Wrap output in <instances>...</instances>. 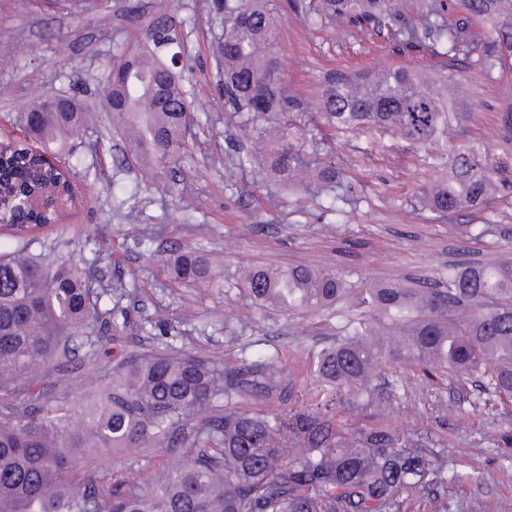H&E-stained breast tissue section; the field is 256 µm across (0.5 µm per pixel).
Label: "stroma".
Segmentation results:
<instances>
[{
    "instance_id": "stroma-1",
    "label": "stroma",
    "mask_w": 512,
    "mask_h": 512,
    "mask_svg": "<svg viewBox=\"0 0 512 512\" xmlns=\"http://www.w3.org/2000/svg\"><path fill=\"white\" fill-rule=\"evenodd\" d=\"M97 8L51 4L19 9L16 0H0V131L22 138L16 121L23 105L38 94L77 96L93 114L83 143L69 160L75 178L88 192L85 204L58 223L45 224L25 239L7 235L0 225V247L27 245L29 251L52 252L61 261L93 268L98 282L122 280L129 291L123 308L134 327L111 357H85L78 375L107 379L112 356L138 352L150 344L151 321L177 328L176 344L198 352L224 349L237 318L253 321L240 340L251 360L280 357L283 383L266 397L251 398L249 410L298 402L310 387L308 356L336 337V319L324 315H283L260 310L235 287L239 264H302L329 268L364 288L371 284L418 286L434 280L452 264H475L497 250H512V220L460 251L448 226L413 215L410 200L437 171L431 160L413 152L394 136L373 130L348 132L327 144L337 163L348 169L362 201L340 214L329 200L314 201L277 190L272 180L228 163L247 142L248 130L231 122L219 88L214 54L222 33L221 15L212 0H141L144 21L166 10L182 51L181 84L196 105L191 146L177 172L173 191L149 187L134 170L115 162L117 138L102 109L101 89L110 62L132 41L136 28L125 17L127 0H100ZM282 79L293 91L313 95L322 72L340 64L374 68L390 61L370 42L355 43L341 31L312 37L294 15L282 19ZM465 76L474 94L466 123L471 138L487 144L500 168L497 209L512 205V153L497 146L500 115L512 107V81L491 80L478 69ZM192 201L186 219L176 217L179 197ZM137 224L148 242L122 234ZM109 239L111 252L101 251ZM198 247L224 259L223 287L174 285L152 249ZM390 380L402 379L408 391L399 399L395 423L425 439H444L433 456L448 474L473 473V482H448L440 494L443 512H512V402L479 394L471 383L434 381L415 365H397ZM499 442H492V435ZM178 448H141L132 453L97 448L81 455L78 467L88 474L112 472L134 481L153 468L174 465Z\"/></svg>"
}]
</instances>
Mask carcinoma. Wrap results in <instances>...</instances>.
<instances>
[{"instance_id": "1", "label": "carcinoma", "mask_w": 512, "mask_h": 512, "mask_svg": "<svg viewBox=\"0 0 512 512\" xmlns=\"http://www.w3.org/2000/svg\"><path fill=\"white\" fill-rule=\"evenodd\" d=\"M311 32L341 29L355 39L376 36L412 62L381 68L336 67L317 92L300 95L280 79L282 5L278 0H224L229 33L218 44L225 111L251 127L246 160L278 184L313 198L333 194L336 211L355 206L352 177L320 144L358 129L390 132L434 161L438 176L413 210L448 222L475 219L495 203L499 170L489 149L464 123L472 91L462 70L502 77L512 69V0H288ZM176 30L159 18L116 55L104 110L122 145L118 161L152 185L173 178L189 145ZM262 96L265 109L252 102ZM26 139L15 163L14 188L44 177L67 183L48 165L78 144L89 113L20 115ZM177 284L223 287L224 266L185 247L161 259ZM90 269L22 247L0 250V512H395L410 493L446 481L439 460L417 432L393 423L397 387L380 390L393 364H416L432 377L476 383L512 400V259L450 265L432 287L354 288L330 269L250 264L236 278L260 309L327 314L341 319L336 342L310 355L313 387L302 404L252 413L237 401L278 389L275 357L258 365L242 356L223 368L224 351L200 356L168 340L169 327L145 352L112 366V382L91 411L52 405L46 378L69 386L78 350L95 355L122 339L129 322L101 306L121 296L118 281L90 289ZM224 415L197 428L182 460L142 482L83 476L80 453L132 451L182 440L188 423L213 401ZM360 404L377 420L343 415Z\"/></svg>"}]
</instances>
